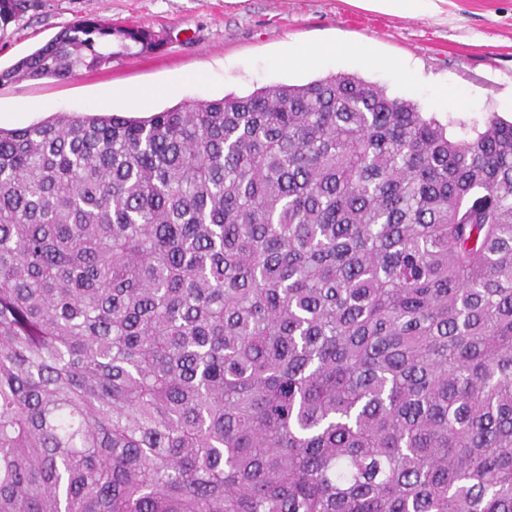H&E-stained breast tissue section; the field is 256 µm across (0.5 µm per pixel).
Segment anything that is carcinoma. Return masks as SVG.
<instances>
[{"label":"carcinoma","instance_id":"obj_1","mask_svg":"<svg viewBox=\"0 0 512 512\" xmlns=\"http://www.w3.org/2000/svg\"><path fill=\"white\" fill-rule=\"evenodd\" d=\"M452 128L347 74L0 127V512H512V121Z\"/></svg>","mask_w":512,"mask_h":512}]
</instances>
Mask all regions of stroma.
<instances>
[{"mask_svg":"<svg viewBox=\"0 0 512 512\" xmlns=\"http://www.w3.org/2000/svg\"><path fill=\"white\" fill-rule=\"evenodd\" d=\"M94 16L142 25L165 40L153 54L123 56L68 79L0 86V123L16 128L48 113L125 115L161 112L184 102L244 95L350 74L417 103L440 121L473 125L512 117V0H442L433 16L365 8L356 0H29L0 31V68L52 39L66 24ZM344 42L350 54L289 66L282 56ZM371 48L369 65L358 56ZM149 90L133 107L126 89Z\"/></svg>","mask_w":512,"mask_h":512,"instance_id":"stroma-1","label":"stroma"}]
</instances>
